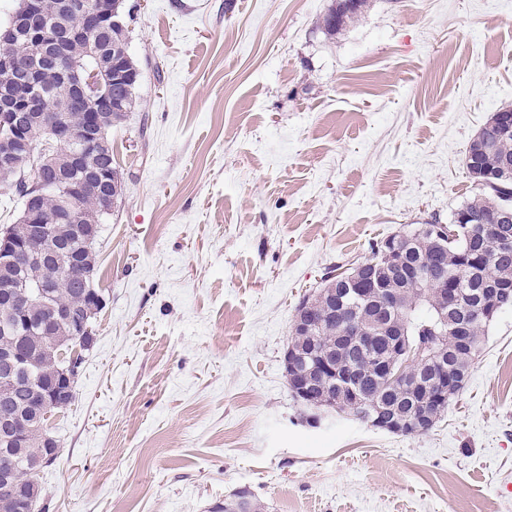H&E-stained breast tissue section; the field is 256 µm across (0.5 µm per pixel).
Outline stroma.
Masks as SVG:
<instances>
[{"label":"stroma","mask_w":512,"mask_h":512,"mask_svg":"<svg viewBox=\"0 0 512 512\" xmlns=\"http://www.w3.org/2000/svg\"><path fill=\"white\" fill-rule=\"evenodd\" d=\"M124 0L138 106L110 136L74 403L43 512H512V309L464 389L405 437L311 423L282 367L296 307L405 224L448 223L464 166L512 106V0ZM343 1H352L351 5H347ZM368 0H338L335 7H332L323 18V27L328 35H334L352 21L353 18L361 14L364 10L365 3ZM224 512H264L250 492L239 490L224 500Z\"/></svg>","instance_id":"1"}]
</instances>
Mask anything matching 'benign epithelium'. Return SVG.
I'll return each instance as SVG.
<instances>
[{
    "instance_id": "benign-epithelium-1",
    "label": "benign epithelium",
    "mask_w": 512,
    "mask_h": 512,
    "mask_svg": "<svg viewBox=\"0 0 512 512\" xmlns=\"http://www.w3.org/2000/svg\"><path fill=\"white\" fill-rule=\"evenodd\" d=\"M44 8V0H24L14 23L0 31V69H17L26 58L39 55L56 69L62 84L77 89V96L58 98L51 108L45 110L38 103L21 104L13 100L6 90L0 89V130H7L6 134L0 136V172L12 175L31 165L41 175L36 185L37 194L55 192L61 196L63 204L61 211L52 217L42 215L37 209H26L25 224L19 232L14 235L7 231L0 238V277L5 278L14 304L13 319L0 324V331L19 337L42 330L50 322L64 321L69 325L71 335L82 343L92 335L86 310L57 307L48 302L67 287L69 266L81 263L80 259L72 257L70 239H59L58 225H70V231L77 238L83 235V216L78 198L88 192H98L105 202V210H112V171L106 167L98 168L88 178L78 181L64 177L62 171L76 170L89 157L105 154L107 144L98 127L103 111L112 109V105L119 100L112 86L124 80V73L120 71L124 47H114L103 68L79 71L74 67H63L61 61L69 54L71 43L82 40L90 49L92 32L112 28L118 16V2L62 0L58 4V11L68 18H79L80 23L68 21L63 28L51 33L42 28ZM48 110H80L84 115V124L75 128L65 121L49 123L50 144L37 149L25 140L23 130L34 122L45 120ZM55 240L58 241L60 255L69 257V264L51 260V254L42 249V243ZM33 267L41 272L40 279L35 283L28 277ZM342 283L347 285L343 295L349 300L354 301L364 294V289L356 287L360 283L358 274L343 276ZM435 287L442 293L451 292L452 302L462 305L461 317L452 323L451 331L456 345H468L470 317L483 316L486 312L484 304H478L472 312L458 297L459 289L450 291L442 282L435 283ZM335 314L336 309L329 306L318 316H298L296 326L312 331ZM340 333L344 337H355L366 342L371 339L370 332L355 316L341 323ZM391 347V355L376 357L374 361L378 371L392 385L411 377L414 378L413 385L420 384L419 379L414 377L416 370L431 365L444 354L439 348L427 350L411 346L404 339L392 343ZM298 356L299 353L290 346L283 360L285 367L298 377L296 392L300 395L307 394L315 383L336 373L334 354L330 349L312 352L301 368L296 364ZM33 364L34 356L22 355L17 345L0 347V504L14 509V512H38L36 499L25 484H35L34 475L49 458H32L25 467L20 468L12 458V451L27 447L31 430L42 427L40 420L44 412L72 392L81 359L77 355L72 357L50 385L33 387L35 405L32 420L27 423L12 407L11 400L17 371ZM356 374L357 369L352 368L342 375V388L336 395V404L361 417L364 400L354 395L357 390ZM466 380L467 372L452 366L442 368L441 374L434 375L426 385L436 389L439 397L446 399L455 389L465 385Z\"/></svg>"
}]
</instances>
